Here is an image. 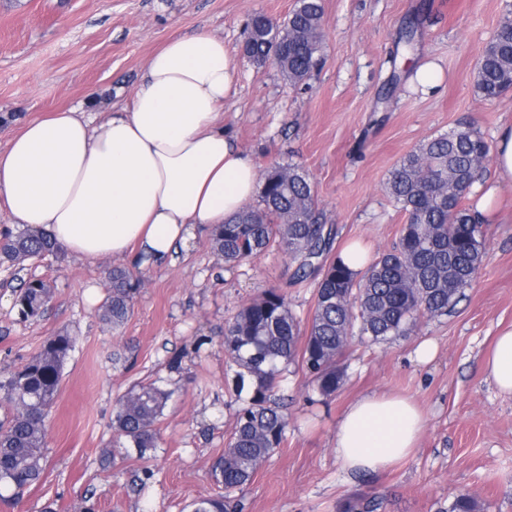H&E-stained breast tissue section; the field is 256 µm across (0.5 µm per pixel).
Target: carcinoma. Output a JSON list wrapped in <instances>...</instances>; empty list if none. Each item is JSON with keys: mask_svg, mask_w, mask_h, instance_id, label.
<instances>
[{"mask_svg": "<svg viewBox=\"0 0 512 512\" xmlns=\"http://www.w3.org/2000/svg\"><path fill=\"white\" fill-rule=\"evenodd\" d=\"M321 0H297L282 21L262 13L248 19L244 56L256 65L273 61L291 85L302 84L321 58ZM420 20L400 33L408 50L415 45ZM475 87L486 100L512 89V20L506 19L485 47ZM490 152L484 137L470 126L429 138L390 171L387 194L406 214L399 244L378 255L365 270L350 269L337 256L318 281L307 330L286 295L270 290L244 304L224 326V352L237 367L233 388V427L224 455L215 466L224 494L191 504L190 512H231V497L241 493L270 454L285 441L288 417L276 395L278 379L301 358L311 382L323 395L344 383L341 360L354 332L381 343L408 334L424 317L448 314L463 289L470 287L481 263L485 236L463 198L480 155ZM333 238L319 209L309 173L300 165L276 164L264 172L260 203L246 206L213 230L212 250L227 266L280 249L296 264L299 280L318 274L317 264L332 250ZM58 252L49 235L21 228L0 234V259L42 260ZM141 279L114 267L100 319L116 330L129 318ZM52 297L51 286L30 279L16 293L21 320L41 317ZM72 337H49L21 369L0 380V402L9 415L0 423V490L19 495L35 486L44 468L47 417L58 395ZM171 397L153 384H138L117 403L112 428L140 456L158 447V424ZM375 498L358 497L343 512H377ZM448 512H476L472 496L458 493Z\"/></svg>", "mask_w": 512, "mask_h": 512, "instance_id": "cac0c4a2", "label": "carcinoma"}]
</instances>
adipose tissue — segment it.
<instances>
[{"label":"adipose tissue","instance_id":"ef3b65f1","mask_svg":"<svg viewBox=\"0 0 512 512\" xmlns=\"http://www.w3.org/2000/svg\"><path fill=\"white\" fill-rule=\"evenodd\" d=\"M232 83L223 39L169 40L128 106L106 122L69 108L12 137L0 150V209L81 260L173 255L195 226L224 223L255 195L256 170L220 118ZM485 369L512 395L511 328L497 337ZM424 427L412 399L363 397L336 426V459L349 472L387 470L416 448Z\"/></svg>","mask_w":512,"mask_h":512}]
</instances>
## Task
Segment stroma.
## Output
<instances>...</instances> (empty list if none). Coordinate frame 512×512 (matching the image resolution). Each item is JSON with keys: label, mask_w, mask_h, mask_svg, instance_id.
<instances>
[{"label": "stroma", "mask_w": 512, "mask_h": 512, "mask_svg": "<svg viewBox=\"0 0 512 512\" xmlns=\"http://www.w3.org/2000/svg\"><path fill=\"white\" fill-rule=\"evenodd\" d=\"M296 0H0V149L31 120L87 103L98 121L126 105L151 56L181 34L222 37L233 89L224 129L257 170L295 163L313 180L334 232V252L361 243L368 258L391 249L406 216L386 193L390 170L422 141L462 125L487 142L512 121V91L488 101L475 88L486 43L512 18V0H322L324 59L290 87L274 63L244 56V23L255 12L283 20ZM421 16L411 67L389 88L399 30ZM435 63L436 92L423 93L414 69ZM495 190L498 215L485 225L478 273L447 315L421 318L407 335L374 344L354 338L341 365L345 382L321 395L300 363L277 389L288 405L286 440L247 486L242 512H343L356 497L380 512H443L469 493L477 512H512V396L482 368L495 336L512 327V186L481 168L463 203L475 208ZM114 258L66 253L17 266L0 261V378L37 353L48 336L75 346L48 415L43 477L0 512H189L218 495L214 467L233 425L234 368L224 324L252 298L287 294L302 323L315 304V279L293 277L280 251L230 268L197 229L161 263L133 265L142 279L120 329L99 318ZM52 288L41 318L19 320L13 299L24 281ZM154 382L172 396L150 458L117 438L115 405L132 385ZM374 392L412 398L426 426L418 447L392 468L350 474L336 461V424Z\"/></svg>", "instance_id": "obj_1"}]
</instances>
